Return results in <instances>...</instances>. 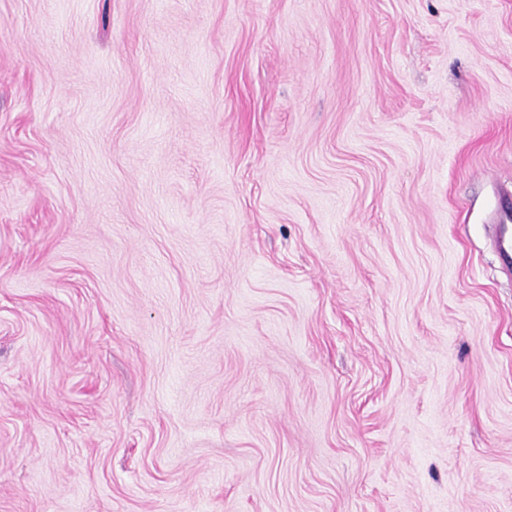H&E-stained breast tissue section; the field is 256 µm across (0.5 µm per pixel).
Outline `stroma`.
<instances>
[{"label":"stroma","instance_id":"stroma-1","mask_svg":"<svg viewBox=\"0 0 512 512\" xmlns=\"http://www.w3.org/2000/svg\"><path fill=\"white\" fill-rule=\"evenodd\" d=\"M512 0H0V512H512ZM510 204L512 205V190L497 197L495 219L499 231L493 243L501 264L507 268H512V229L509 230V224L512 221Z\"/></svg>","mask_w":512,"mask_h":512}]
</instances>
